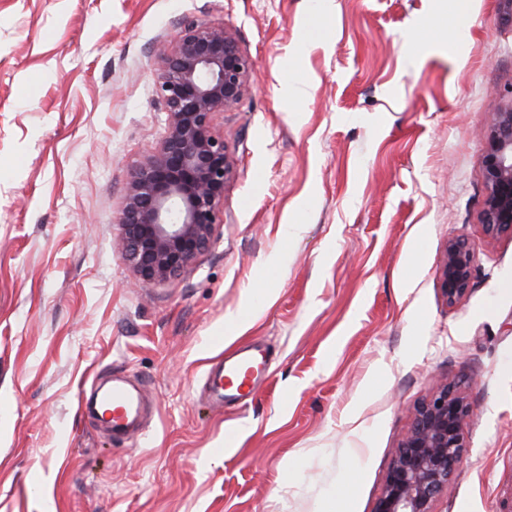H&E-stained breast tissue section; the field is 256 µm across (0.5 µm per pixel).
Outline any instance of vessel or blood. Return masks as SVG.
<instances>
[{"mask_svg":"<svg viewBox=\"0 0 512 512\" xmlns=\"http://www.w3.org/2000/svg\"><path fill=\"white\" fill-rule=\"evenodd\" d=\"M268 377V362L260 349H246L233 356L220 358L207 371L205 389L216 406L240 401L242 391L255 387ZM101 406L112 412V435L125 437L139 427L143 415V389L129 388L124 378L116 377L110 388L99 395Z\"/></svg>","mask_w":512,"mask_h":512,"instance_id":"1","label":"vessel or blood"}]
</instances>
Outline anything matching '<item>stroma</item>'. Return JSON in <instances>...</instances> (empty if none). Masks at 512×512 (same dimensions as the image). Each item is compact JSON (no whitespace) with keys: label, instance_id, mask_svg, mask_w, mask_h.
Wrapping results in <instances>:
<instances>
[{"label":"stroma","instance_id":"obj_1","mask_svg":"<svg viewBox=\"0 0 512 512\" xmlns=\"http://www.w3.org/2000/svg\"><path fill=\"white\" fill-rule=\"evenodd\" d=\"M188 18L258 68L215 118L213 246L136 288L115 219ZM511 106L512 0H0V512H373L446 381L475 417L438 512H512V239L482 217ZM456 233L479 255L451 306ZM257 341L270 377L211 406L210 360ZM116 374L150 402L124 442L82 413ZM476 244L464 235L448 238L445 257L438 270L443 296L448 305H456L471 290L476 268Z\"/></svg>","mask_w":512,"mask_h":512}]
</instances>
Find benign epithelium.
Listing matches in <instances>:
<instances>
[{
	"label": "benign epithelium",
	"instance_id": "1",
	"mask_svg": "<svg viewBox=\"0 0 512 512\" xmlns=\"http://www.w3.org/2000/svg\"><path fill=\"white\" fill-rule=\"evenodd\" d=\"M156 56L162 62L159 91L166 132L133 174L117 225L136 282L161 286L214 241L224 187L233 175L214 116L247 93L255 61L224 26L205 21L189 22L174 43L157 47ZM485 142L484 230L492 237L512 236V107L493 113ZM476 255L469 238H448L438 270L448 305L470 292ZM474 415L456 382L439 385L416 405L373 512H436L441 494L462 468Z\"/></svg>",
	"mask_w": 512,
	"mask_h": 512
}]
</instances>
